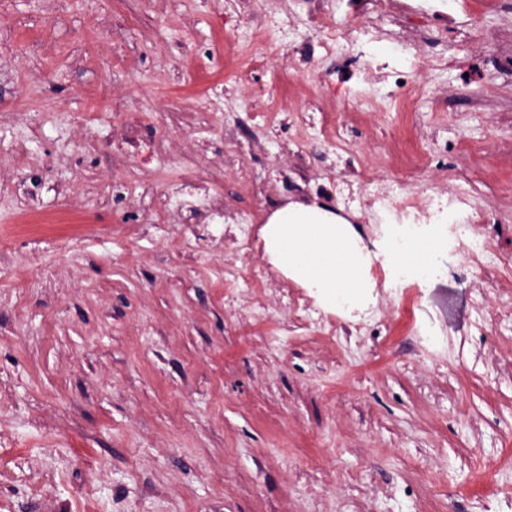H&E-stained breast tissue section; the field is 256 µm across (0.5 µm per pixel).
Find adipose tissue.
<instances>
[{"label": "adipose tissue", "instance_id": "obj_1", "mask_svg": "<svg viewBox=\"0 0 512 512\" xmlns=\"http://www.w3.org/2000/svg\"><path fill=\"white\" fill-rule=\"evenodd\" d=\"M270 261L302 287L315 290L337 310L363 306L374 282V261L392 273L423 281L431 276V260L444 245L427 229L394 226L378 256H371L359 232L344 218L316 204H290L275 210L261 231Z\"/></svg>", "mask_w": 512, "mask_h": 512}]
</instances>
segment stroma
<instances>
[{"mask_svg": "<svg viewBox=\"0 0 512 512\" xmlns=\"http://www.w3.org/2000/svg\"><path fill=\"white\" fill-rule=\"evenodd\" d=\"M396 3L358 70L313 0H0V512H512V0ZM419 183L494 261L341 315L262 250ZM320 30L319 47L326 54H336L340 51L341 41L349 38L350 32L345 31L333 19L332 9L321 8L315 15L310 18ZM188 188L189 185L171 184L167 186L166 192L170 199H174L188 208H196L197 210L212 209L210 196L205 190L197 187L192 192Z\"/></svg>", "mask_w": 512, "mask_h": 512, "instance_id": "35a3bbf8", "label": "stroma"}]
</instances>
